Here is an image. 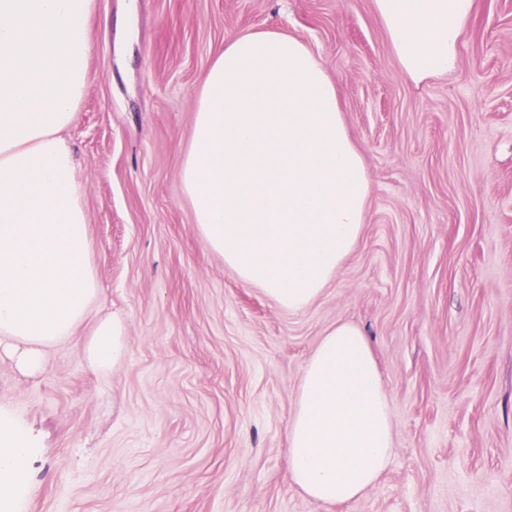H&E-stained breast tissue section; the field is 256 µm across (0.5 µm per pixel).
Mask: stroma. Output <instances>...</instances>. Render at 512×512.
Returning <instances> with one entry per match:
<instances>
[{
  "mask_svg": "<svg viewBox=\"0 0 512 512\" xmlns=\"http://www.w3.org/2000/svg\"><path fill=\"white\" fill-rule=\"evenodd\" d=\"M272 30L328 60L371 180L362 237L306 311L202 243L179 171L208 70ZM80 163L100 315L21 375L0 411L31 449L16 512H512V0H475L460 65L404 76L373 0H95ZM341 322L365 333L392 407L378 485L326 506L288 480L303 370Z\"/></svg>",
  "mask_w": 512,
  "mask_h": 512,
  "instance_id": "1",
  "label": "stroma"
}]
</instances>
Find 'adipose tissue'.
<instances>
[{
	"instance_id": "obj_1",
	"label": "adipose tissue",
	"mask_w": 512,
	"mask_h": 512,
	"mask_svg": "<svg viewBox=\"0 0 512 512\" xmlns=\"http://www.w3.org/2000/svg\"><path fill=\"white\" fill-rule=\"evenodd\" d=\"M401 71L459 63L475 0H373ZM95 0H0V349L27 374L90 323L87 360L127 356L124 324L97 318L84 185L64 137L85 92ZM180 179L204 245L291 313L341 271L367 219L371 182L327 61L300 39H229L197 99ZM288 479L325 505L374 486L394 451L392 411L361 329L328 330L288 424ZM30 449L0 414V512H13Z\"/></svg>"
}]
</instances>
